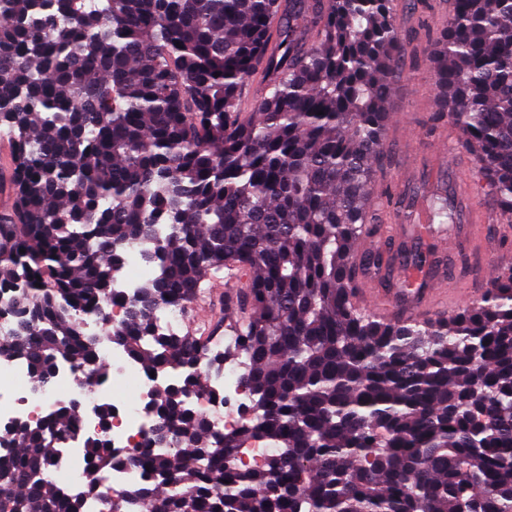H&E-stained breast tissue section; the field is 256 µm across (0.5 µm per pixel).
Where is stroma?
I'll return each mask as SVG.
<instances>
[{"instance_id":"obj_1","label":"stroma","mask_w":512,"mask_h":512,"mask_svg":"<svg viewBox=\"0 0 512 512\" xmlns=\"http://www.w3.org/2000/svg\"><path fill=\"white\" fill-rule=\"evenodd\" d=\"M393 16L407 37V51L400 62L402 75L388 106L385 142L389 158L376 182L372 209L382 234L373 236L374 249L393 254L405 238L392 215L384 208L385 193L404 194L413 189L432 187L440 182L455 187L469 208L481 211L486 222L481 243H472L465 219L447 225L448 237L456 241L453 254H439L431 279L443 280L457 305L481 294L491 277L500 273L507 257H512V226L500 215L495 199L484 181L476 177V161L461 144L459 129L441 121L431 123L438 109L433 76L426 57L428 38L442 29L448 17L447 0H392ZM466 263H459V256ZM243 272L222 270L203 282L204 297L189 306L184 328L195 336L210 332L220 312L224 289L242 285Z\"/></svg>"}]
</instances>
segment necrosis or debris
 I'll use <instances>...</instances> for the list:
<instances>
[{"instance_id":"1","label":"necrosis or debris","mask_w":512,"mask_h":512,"mask_svg":"<svg viewBox=\"0 0 512 512\" xmlns=\"http://www.w3.org/2000/svg\"><path fill=\"white\" fill-rule=\"evenodd\" d=\"M100 362L108 368L106 377H96L93 368L73 369L57 364L52 385L45 390L34 387L28 363L22 359L0 361V426L18 420L37 423L59 410L77 408L79 432L98 438L123 454L138 452L152 439V404L162 385H178L180 370L169 368L150 372L129 359L112 343H103ZM243 369L240 357H228L224 374L215 380L217 399L199 398L194 408L206 414L225 431L235 429L241 420L240 408L249 397L239 386ZM110 404L112 414L101 418L98 407ZM57 466L48 479L69 487H84L89 479L83 449L73 441L60 447Z\"/></svg>"}]
</instances>
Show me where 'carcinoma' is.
<instances>
[{
    "label": "carcinoma",
    "mask_w": 512,
    "mask_h": 512,
    "mask_svg": "<svg viewBox=\"0 0 512 512\" xmlns=\"http://www.w3.org/2000/svg\"><path fill=\"white\" fill-rule=\"evenodd\" d=\"M389 2L0 0L15 197L0 218L12 293L0 358L27 360L40 389L60 360L95 365L92 314L147 369L186 372L155 399L164 450L117 455L84 438L95 478L147 470L105 497L110 512H512V269L445 316L384 317L356 300L358 279L389 267L356 254L380 231L369 201L406 51ZM427 56L434 119L458 127L512 223V0H448ZM428 201L432 221L454 218L448 188ZM386 204L411 224L412 203ZM135 242L159 272L118 301ZM401 254L404 267L437 264ZM225 268L248 273L233 349L155 332L163 304H189ZM232 354L251 405L225 432L188 397H216ZM77 435L73 409L16 425L0 447V512H88L97 481L72 492L46 479ZM257 442L270 452L243 463Z\"/></svg>",
    "instance_id": "cac0c4a2"
}]
</instances>
